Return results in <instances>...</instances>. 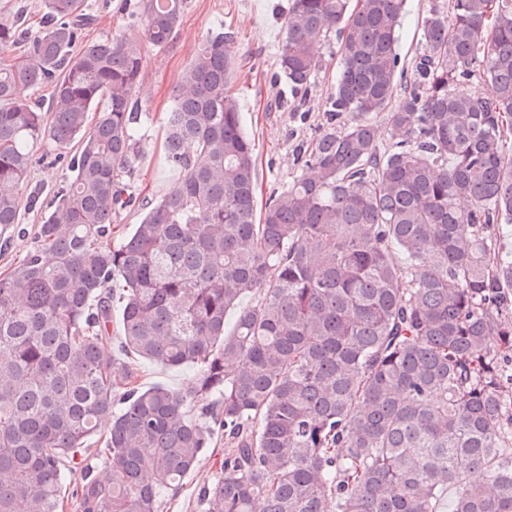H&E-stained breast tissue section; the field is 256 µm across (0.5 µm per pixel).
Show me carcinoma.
Wrapping results in <instances>:
<instances>
[{"instance_id":"1","label":"carcinoma","mask_w":512,"mask_h":512,"mask_svg":"<svg viewBox=\"0 0 512 512\" xmlns=\"http://www.w3.org/2000/svg\"><path fill=\"white\" fill-rule=\"evenodd\" d=\"M404 2L290 0L294 93L340 40L335 125L260 213L234 35L209 34L165 118L178 186L117 244L145 143L131 40L167 46L186 0H136L77 54L88 0H42L32 37L0 19V53L22 48L0 62V233L38 203L20 195L37 148L77 145L39 247L0 276V512H159L219 433L198 512H440L446 489L450 512H512V0H432L409 67ZM472 79L488 92L456 91ZM129 360L190 366L193 385L120 384Z\"/></svg>"}]
</instances>
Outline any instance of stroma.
<instances>
[{
  "label": "stroma",
  "mask_w": 512,
  "mask_h": 512,
  "mask_svg": "<svg viewBox=\"0 0 512 512\" xmlns=\"http://www.w3.org/2000/svg\"><path fill=\"white\" fill-rule=\"evenodd\" d=\"M289 0H187L184 14L170 43L162 49L138 43L143 60L139 98L148 115V141L136 164L137 193L152 200L166 195L176 183V173L163 165L164 115L173 104L174 90L208 33L232 31L236 61L230 91L237 101L242 127L255 148L257 201L265 203L271 192L287 188L302 172L296 148L312 142L327 128L328 98L334 90L339 58L337 44L319 48L320 68L307 91L301 110L291 105L293 95L279 77L278 48L283 38L281 17ZM428 0H406L397 51L402 61H412L425 49L422 35ZM40 211H23L16 228L0 235V275L9 272L39 244ZM134 374L142 387L163 386L185 392L194 381L192 368L170 369L148 362ZM212 459L198 466L175 491L160 498V512H191L200 491L216 479Z\"/></svg>",
  "instance_id": "1"
}]
</instances>
